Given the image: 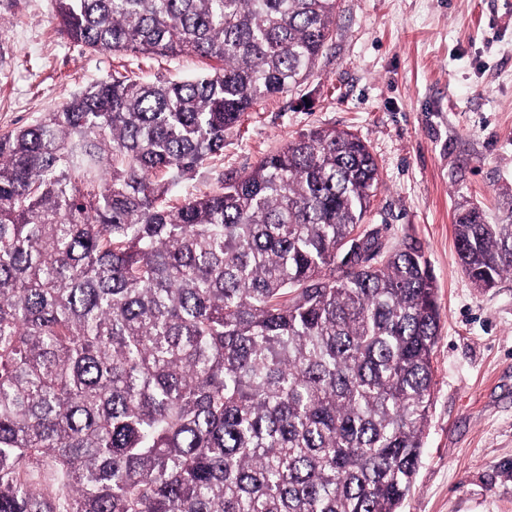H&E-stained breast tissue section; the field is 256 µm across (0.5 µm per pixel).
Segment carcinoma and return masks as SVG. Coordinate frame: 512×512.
Returning <instances> with one entry per match:
<instances>
[{"mask_svg": "<svg viewBox=\"0 0 512 512\" xmlns=\"http://www.w3.org/2000/svg\"><path fill=\"white\" fill-rule=\"evenodd\" d=\"M338 0H54L116 71L0 135V512H399L439 330L421 250L361 228L379 165L321 128L177 198L261 98L299 87ZM477 288L512 213L455 214Z\"/></svg>", "mask_w": 512, "mask_h": 512, "instance_id": "cac0c4a2", "label": "carcinoma"}]
</instances>
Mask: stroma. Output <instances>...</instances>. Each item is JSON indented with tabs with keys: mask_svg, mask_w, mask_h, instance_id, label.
<instances>
[{
	"mask_svg": "<svg viewBox=\"0 0 512 512\" xmlns=\"http://www.w3.org/2000/svg\"><path fill=\"white\" fill-rule=\"evenodd\" d=\"M53 0H17L0 24V135L139 62L148 77L201 72L204 59L89 52L63 38ZM357 135L381 183L363 226L416 245L437 286L435 385L421 463L400 512H512V276L475 288L454 215L512 207V0H339L327 54L303 85L268 97L224 136V152L183 191L231 174L317 128Z\"/></svg>",
	"mask_w": 512,
	"mask_h": 512,
	"instance_id": "35a3bbf8",
	"label": "stroma"
}]
</instances>
